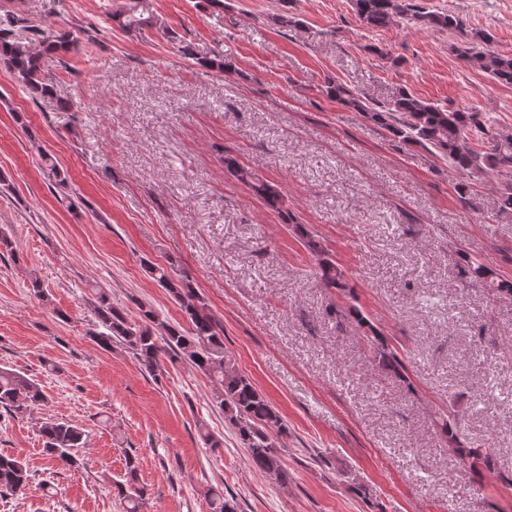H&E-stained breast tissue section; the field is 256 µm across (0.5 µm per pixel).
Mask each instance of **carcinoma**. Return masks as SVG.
<instances>
[{"label": "carcinoma", "mask_w": 512, "mask_h": 512, "mask_svg": "<svg viewBox=\"0 0 512 512\" xmlns=\"http://www.w3.org/2000/svg\"><path fill=\"white\" fill-rule=\"evenodd\" d=\"M353 12L369 31H379L395 25L447 31L460 38L456 46L466 66L492 80L512 85V55L489 49L493 36L484 30H468L463 20L448 11L430 5L429 0H350ZM125 32H140L153 26L149 0H122L108 13ZM18 23L36 31V42L9 40L3 27ZM79 40L71 32H57L41 27L35 19L20 16L11 10L0 15V62L14 74L26 90L42 97L48 95L41 73L55 55L76 47ZM327 95L360 113L365 119L387 131L398 141L421 146L448 164L468 173L491 170L500 176L497 188L498 211L512 214V131L498 132L488 139L489 146L478 151L469 145V135L486 132L490 118L471 108L448 109L417 97L405 88L398 89L386 101L376 100L364 90L341 81L328 82ZM42 161L55 178V189L69 197L70 183L51 157ZM224 167L236 180L248 185L266 206L285 216L293 232L307 251L318 261L320 278L328 288L346 291L348 284L336 263L327 257L321 241L304 225L284 210V201L268 181L238 159L224 154ZM456 264L467 269L471 279L494 296H511L512 282L500 279L486 264L469 256L457 254ZM146 270L179 305L188 326L173 324L152 306L141 303L138 315L132 319L126 310L112 303L109 292L90 284L91 303L95 315L92 340L101 348L118 344L132 352L141 369L157 378L164 374L165 363L182 361L207 376L217 386L215 405L224 413V422L232 430L241 447L245 448L251 465L288 485L281 449L287 447L288 424L277 408L257 388L250 377L231 365L224 353V325L211 313L205 298L190 284L175 279L163 265L150 263ZM338 325L357 330L379 368L398 376L404 366L396 351L379 336L355 305L337 309ZM48 403V397L36 380L6 366H0V412L16 418ZM450 443L456 445L460 463L476 472L491 469V457L475 448L457 444L452 425L444 423ZM46 456L69 467L79 465L76 449L85 447L87 432L77 424L55 418L40 422ZM197 434L206 448H219L224 438L203 423H197ZM31 486L30 470L18 456L0 454V495L22 497ZM117 494L125 503V512H141L145 489L140 486L136 458H126L123 478L114 482ZM212 512H240L238 499L216 487L208 489Z\"/></svg>", "instance_id": "obj_1"}]
</instances>
